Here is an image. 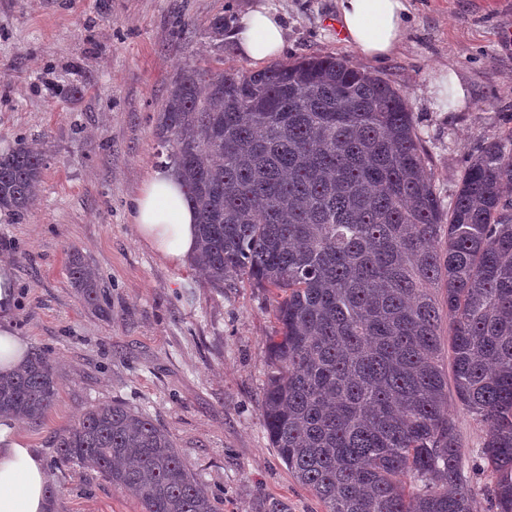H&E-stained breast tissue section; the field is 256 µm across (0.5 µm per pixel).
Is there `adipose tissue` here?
<instances>
[{
  "label": "adipose tissue",
  "mask_w": 512,
  "mask_h": 512,
  "mask_svg": "<svg viewBox=\"0 0 512 512\" xmlns=\"http://www.w3.org/2000/svg\"><path fill=\"white\" fill-rule=\"evenodd\" d=\"M410 0H336V25L346 44L368 59L392 56L402 45ZM232 38L240 53L255 61L278 57L284 31L275 9L259 0L243 14ZM132 222L140 238L165 259L184 262L197 247V213L178 176L152 171L133 202ZM15 279L11 266L0 263V372L9 373L23 360L26 339L13 325ZM47 474L41 456L26 447L14 422L0 419V512H48Z\"/></svg>",
  "instance_id": "adipose-tissue-1"
}]
</instances>
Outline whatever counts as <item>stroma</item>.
<instances>
[{
	"instance_id": "35a3bbf8",
	"label": "stroma",
	"mask_w": 512,
	"mask_h": 512,
	"mask_svg": "<svg viewBox=\"0 0 512 512\" xmlns=\"http://www.w3.org/2000/svg\"><path fill=\"white\" fill-rule=\"evenodd\" d=\"M256 0H0V152L17 140L45 159L42 191L23 222L0 212V260L16 287L14 329L59 378L37 424L17 434L42 457L51 512H141L97 469L53 465L56 433L94 406L148 413L174 440L219 512H323L289 474L260 416L270 371L263 347L279 325L274 292L217 288L192 264L163 258L136 234L132 204L166 160L154 126L166 89L187 66L222 60L259 70L234 40H213ZM283 20L282 60L333 55L402 90L441 195L470 157L512 134V0H412L401 49L359 57L336 30V0H269ZM452 69L470 91L443 111L429 84ZM109 288L111 317L72 287V251ZM478 512H491L478 457L488 429L450 403Z\"/></svg>"
}]
</instances>
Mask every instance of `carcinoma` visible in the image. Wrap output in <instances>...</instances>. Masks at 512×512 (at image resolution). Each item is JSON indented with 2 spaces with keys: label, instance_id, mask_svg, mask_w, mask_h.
Here are the masks:
<instances>
[{
  "label": "carcinoma",
  "instance_id": "cac0c4a2",
  "mask_svg": "<svg viewBox=\"0 0 512 512\" xmlns=\"http://www.w3.org/2000/svg\"><path fill=\"white\" fill-rule=\"evenodd\" d=\"M156 135L197 210L196 263L212 285L278 293L260 413L325 512H473L445 319L457 405L489 428L485 495L512 512V134L471 157L446 202L405 95L345 58L310 55L251 73L183 69ZM43 169L22 140L1 153L0 210L24 218ZM68 274L107 315L76 250ZM57 393L36 350L0 375V414L37 423ZM55 448V464L92 465L142 512H216L170 435L122 403L89 409Z\"/></svg>",
  "mask_w": 512,
  "mask_h": 512
}]
</instances>
